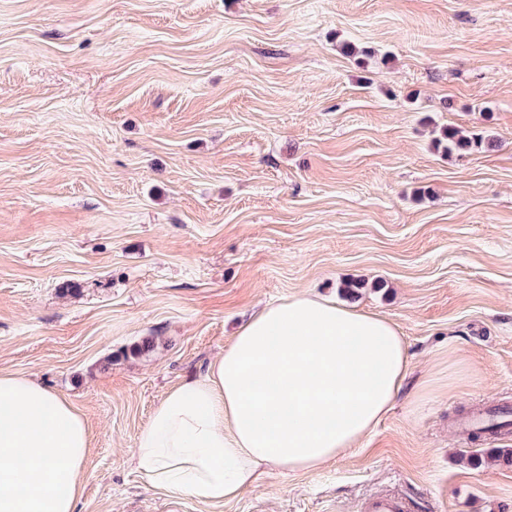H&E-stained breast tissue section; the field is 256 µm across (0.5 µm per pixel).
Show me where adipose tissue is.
<instances>
[{"mask_svg":"<svg viewBox=\"0 0 512 512\" xmlns=\"http://www.w3.org/2000/svg\"><path fill=\"white\" fill-rule=\"evenodd\" d=\"M411 372L384 316L300 293L265 305L136 437L142 483L220 505L271 471L320 470L360 447ZM91 436L74 404L0 370V512H76Z\"/></svg>","mask_w":512,"mask_h":512,"instance_id":"ef3b65f1","label":"adipose tissue"}]
</instances>
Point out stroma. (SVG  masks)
<instances>
[{
	"label": "stroma",
	"mask_w": 512,
	"mask_h": 512,
	"mask_svg": "<svg viewBox=\"0 0 512 512\" xmlns=\"http://www.w3.org/2000/svg\"><path fill=\"white\" fill-rule=\"evenodd\" d=\"M302 292L398 326L389 414L221 505L146 488L166 391ZM0 369L87 420L77 512H512V430L463 424L512 406V0H0ZM436 142L443 146L446 153L452 154L453 152L468 151L472 147H480L483 143V136L467 137L462 135L458 129L443 127L439 130ZM410 510L409 502L396 495H380L371 498L365 509V512H408Z\"/></svg>",
	"instance_id": "35a3bbf8"
}]
</instances>
